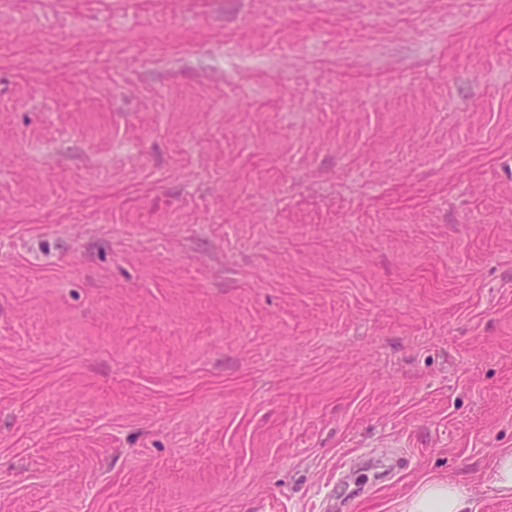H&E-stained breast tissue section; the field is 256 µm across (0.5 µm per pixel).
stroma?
Returning <instances> with one entry per match:
<instances>
[{
    "label": "stroma",
    "mask_w": 512,
    "mask_h": 512,
    "mask_svg": "<svg viewBox=\"0 0 512 512\" xmlns=\"http://www.w3.org/2000/svg\"><path fill=\"white\" fill-rule=\"evenodd\" d=\"M512 0H0V512H512ZM492 486L501 495H512V449L501 451L494 460ZM469 492L438 477H423L401 505V512H473Z\"/></svg>",
    "instance_id": "35a3bbf8"
}]
</instances>
